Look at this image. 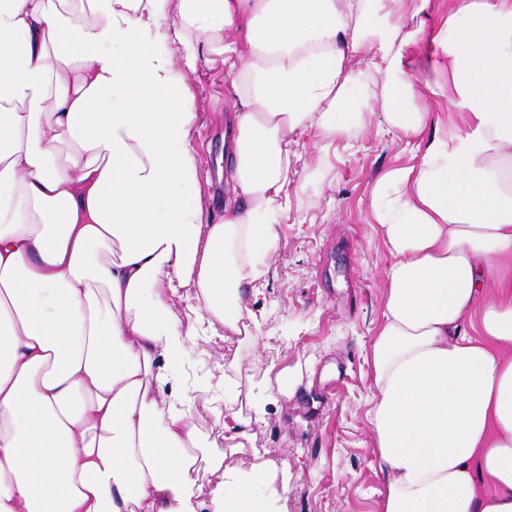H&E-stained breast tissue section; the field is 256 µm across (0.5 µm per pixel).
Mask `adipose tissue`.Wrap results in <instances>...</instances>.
Segmentation results:
<instances>
[{
    "instance_id": "adipose-tissue-1",
    "label": "adipose tissue",
    "mask_w": 512,
    "mask_h": 512,
    "mask_svg": "<svg viewBox=\"0 0 512 512\" xmlns=\"http://www.w3.org/2000/svg\"><path fill=\"white\" fill-rule=\"evenodd\" d=\"M170 41L230 81L220 221ZM361 56L413 147L370 198L382 512H512V0H0V512H269L276 462L238 475L161 391L265 283L298 135L362 127Z\"/></svg>"
}]
</instances>
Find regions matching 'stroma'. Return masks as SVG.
Listing matches in <instances>:
<instances>
[{
  "label": "stroma",
  "instance_id": "obj_1",
  "mask_svg": "<svg viewBox=\"0 0 512 512\" xmlns=\"http://www.w3.org/2000/svg\"><path fill=\"white\" fill-rule=\"evenodd\" d=\"M176 66L193 94L191 143L206 203L224 198V114L232 108L224 68L208 53ZM351 101L365 128L322 150L304 135L288 187L291 210L267 283L244 294V339L188 341L184 384L205 387L230 373L227 399L197 406L201 441L224 449L227 463L249 468L256 457L286 462L262 492L276 512H382L383 477L375 460L365 400L367 362L380 321L382 272L392 261L368 213L371 191L388 170L409 164L399 134L381 125L380 81H361ZM242 364L225 369L226 347ZM259 405L249 438L224 429L231 411Z\"/></svg>",
  "mask_w": 512,
  "mask_h": 512
}]
</instances>
